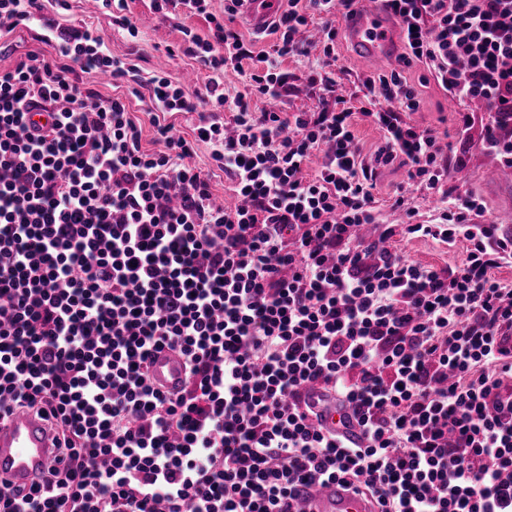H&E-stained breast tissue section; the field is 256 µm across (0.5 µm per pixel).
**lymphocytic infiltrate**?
Listing matches in <instances>:
<instances>
[{"instance_id": "f902f5d3", "label": "lymphocytic infiltrate", "mask_w": 512, "mask_h": 512, "mask_svg": "<svg viewBox=\"0 0 512 512\" xmlns=\"http://www.w3.org/2000/svg\"><path fill=\"white\" fill-rule=\"evenodd\" d=\"M237 2L220 19L182 0L209 23L169 52L209 71L198 91L142 80L38 0H0V20L59 41L56 57L0 70V418L33 410L56 444L43 483L0 480V512H302L300 487L336 479L377 512H512V286L494 275L512 237L450 187L439 136L406 119L420 101L401 70L364 78L357 110L339 97L254 111V97L290 95L284 63L309 55L313 13L322 56L307 85L334 91V17L352 0H288L259 53L225 22ZM387 2L403 67L512 123V0ZM246 59V90L227 92ZM91 72L148 82L162 150L143 149L125 98L85 87ZM174 114L194 115L190 135L173 134ZM359 116L383 133L368 156ZM202 144L234 207L191 165ZM395 163L437 196L435 220L399 194L403 222L383 223L375 178ZM398 235L461 242L465 257L426 266L393 249ZM164 348L186 362L176 393L150 380Z\"/></svg>"}]
</instances>
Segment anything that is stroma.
<instances>
[{"label":"stroma","mask_w":512,"mask_h":512,"mask_svg":"<svg viewBox=\"0 0 512 512\" xmlns=\"http://www.w3.org/2000/svg\"><path fill=\"white\" fill-rule=\"evenodd\" d=\"M43 14L55 18L66 29H83L92 27L101 33L109 53L127 56L135 60L141 69L142 78H149L155 71L167 73L174 81H193L197 87H204L208 73L189 57L169 59V47L181 44L184 29H192L205 36L209 33L204 16L190 12L183 6L170 8L169 12H156L151 7V0H127L126 14L136 24L139 33L129 36L119 26L114 25L109 9L90 5L88 0H39ZM15 47V54L0 56V70L14 67L18 55L35 49L48 56L56 55L58 41L46 38L39 26L17 28L8 37ZM320 48H313L310 57L288 60L286 69L292 75V92L285 98L283 109L287 112L297 110H319L320 104L305 85V74L311 58L319 57ZM336 88L347 94H357L362 79L372 74L373 69L357 59L347 47L344 38L336 40ZM404 74L408 82L414 85L420 100V107L410 113L409 121L421 128L434 130L446 135L448 149L447 162L450 169H460L468 178L459 182L458 190L463 194L478 197L485 208V215L499 224L505 235L512 236V193L505 189H495L487 183L482 173L485 169L497 166V156L484 147L486 129L493 123L492 113L465 104L463 110L448 109V95L442 90L426 68L414 65L406 68ZM471 116L469 130H462L461 112ZM405 192L407 203L414 207L419 219L434 217L438 201L426 192L409 187L403 168L391 165L379 170L373 194L381 211H388L393 197L398 192ZM403 254L426 265L438 268L459 262L463 256L462 245L448 246L429 238H403L397 243Z\"/></svg>","instance_id":"stroma-1"}]
</instances>
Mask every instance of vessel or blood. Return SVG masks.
I'll return each mask as SVG.
<instances>
[{"instance_id": "obj_1", "label": "vessel or blood", "mask_w": 512, "mask_h": 512, "mask_svg": "<svg viewBox=\"0 0 512 512\" xmlns=\"http://www.w3.org/2000/svg\"><path fill=\"white\" fill-rule=\"evenodd\" d=\"M280 4L281 0H240V21L253 32H263L275 20ZM341 22L358 57L377 67L395 59L401 31L385 0H353ZM150 376L156 388L178 391L185 380L183 358L166 349L156 353ZM50 447L46 421L18 413L0 422V475L19 484L39 481ZM301 498L307 512H371L364 498L344 491L335 481L303 488Z\"/></svg>"}]
</instances>
